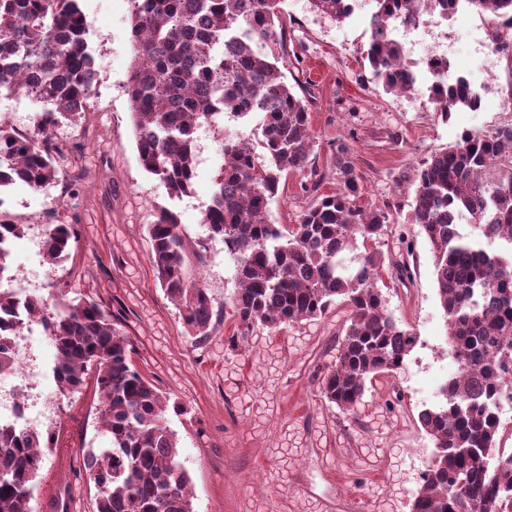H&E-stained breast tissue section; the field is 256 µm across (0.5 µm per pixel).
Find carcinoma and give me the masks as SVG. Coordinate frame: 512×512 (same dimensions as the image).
<instances>
[{
	"instance_id": "obj_1",
	"label": "carcinoma",
	"mask_w": 512,
	"mask_h": 512,
	"mask_svg": "<svg viewBox=\"0 0 512 512\" xmlns=\"http://www.w3.org/2000/svg\"><path fill=\"white\" fill-rule=\"evenodd\" d=\"M134 63L128 79L131 120L143 170L171 198L187 194L195 178V133L217 115L262 114L263 153L245 139L224 141V167L202 218L237 260L234 335L256 325L272 330L325 315L338 302L349 307L335 368L322 381L323 397L343 412L359 403L367 381L391 376L416 344L414 333L388 312L377 282L388 268L401 279L405 262L362 244L388 235L390 206L359 204L361 176L349 149H338V188L319 195L289 229L268 221L282 180L300 173L317 191L324 175L309 164L311 115L278 66L276 23L282 0H132ZM371 42L363 60L389 93L411 94L414 79L400 43L387 33L409 15L454 13L456 0H374ZM496 21L491 45L512 67V42L497 23L512 18V0H468ZM341 23L353 14L348 0H311ZM96 70L78 0H0V90L24 93L42 106L33 128L0 123V189L21 181L33 189L56 183L65 148L55 139L64 122L78 124L93 93ZM443 119L477 103L469 86L444 73L430 92ZM415 223L434 253V275L448 328V346L461 371L443 386V402L418 415L435 454L412 502V512H512V452L497 448L496 412L503 380L512 372V123L467 131L431 154L417 170ZM484 227V237L453 230V216ZM26 225L0 211V273L5 244ZM150 263L190 335L212 326L213 299L201 279L189 277L194 252L178 214L160 207L148 225ZM77 225L53 224L46 255L65 265ZM64 283L56 311L37 298L20 319H0V374L12 367L6 344L34 319L56 349L54 375L62 393L92 386L99 424L110 446L84 453L95 488L96 512H193L188 474L168 411L182 412L160 394L132 361L131 344L116 316L92 296L68 298ZM53 438L0 425V512H32L31 485Z\"/></svg>"
}]
</instances>
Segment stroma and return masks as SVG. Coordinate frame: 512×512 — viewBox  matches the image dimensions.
Segmentation results:
<instances>
[{"label":"stroma","instance_id":"obj_1","mask_svg":"<svg viewBox=\"0 0 512 512\" xmlns=\"http://www.w3.org/2000/svg\"><path fill=\"white\" fill-rule=\"evenodd\" d=\"M98 81L79 125H60L56 137L79 152L59 165L80 175L35 190L17 183L0 192V209L26 224L14 240L10 261L28 272L27 293L55 311L61 279L70 296L92 295L120 320L134 349L138 370L183 414L170 415L180 461L190 477L194 512H294L289 490L299 492L305 512H366L368 503L391 502L392 512H410L421 475L435 453L418 415L438 406L440 386L457 367L439 306L434 257L412 219L415 175L432 153L455 143L463 130L485 131L512 119L506 108L512 73L501 56L476 52L466 31L480 24L462 15L448 25L453 72L478 87L479 110L462 108L441 119L414 95L377 86L361 53L370 42L367 17L374 0H357L353 15L336 23L309 0H284L287 53L280 67L297 79L311 114L310 159L326 175L319 191L336 190L337 145L348 146L362 177L366 207L393 204L390 231L378 246L384 255L405 257L406 280L389 278V313L417 336L403 368L368 383L354 413L340 411L321 394V380L335 366L345 305L325 316L272 331L259 326L238 346L233 300L236 263L222 240L210 237L203 212L224 164V143L262 142V116L223 114L196 139V177L189 195L169 198L166 187L140 166L131 124L127 80L134 59L132 0H78ZM302 178L287 179L271 204L273 224L295 223L313 201ZM179 216L195 252L192 276L202 278L213 299V327L204 341L190 336L179 310L156 282L146 227L157 205ZM75 224L79 240L65 267L50 263L33 245L48 225ZM65 422L34 482L33 512H52L63 499L66 512H95L94 487L73 463L84 448L107 445L97 425L92 391L62 397Z\"/></svg>","mask_w":512,"mask_h":512}]
</instances>
